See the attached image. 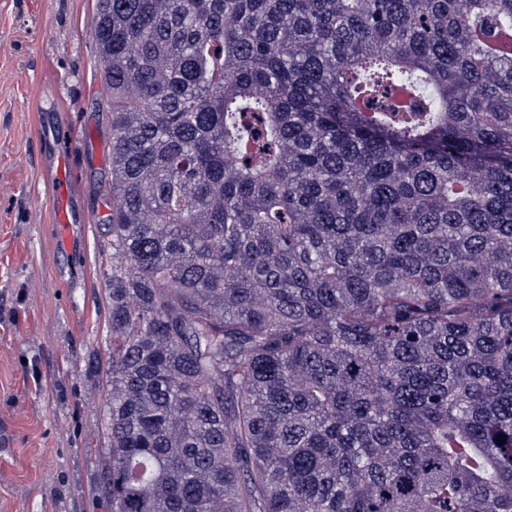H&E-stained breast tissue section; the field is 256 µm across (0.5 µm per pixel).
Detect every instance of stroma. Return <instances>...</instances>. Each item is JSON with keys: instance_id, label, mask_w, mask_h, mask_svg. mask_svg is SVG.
I'll list each match as a JSON object with an SVG mask.
<instances>
[{"instance_id": "stroma-1", "label": "stroma", "mask_w": 512, "mask_h": 512, "mask_svg": "<svg viewBox=\"0 0 512 512\" xmlns=\"http://www.w3.org/2000/svg\"><path fill=\"white\" fill-rule=\"evenodd\" d=\"M94 0H0V512H110L103 395L112 331L106 217L112 167ZM77 130L84 220L55 244L41 123Z\"/></svg>"}]
</instances>
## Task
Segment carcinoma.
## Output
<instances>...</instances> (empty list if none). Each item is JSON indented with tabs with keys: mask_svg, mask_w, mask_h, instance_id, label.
Returning <instances> with one entry per match:
<instances>
[{
	"mask_svg": "<svg viewBox=\"0 0 512 512\" xmlns=\"http://www.w3.org/2000/svg\"><path fill=\"white\" fill-rule=\"evenodd\" d=\"M95 16L112 512H512V0Z\"/></svg>",
	"mask_w": 512,
	"mask_h": 512,
	"instance_id": "cac0c4a2",
	"label": "carcinoma"
}]
</instances>
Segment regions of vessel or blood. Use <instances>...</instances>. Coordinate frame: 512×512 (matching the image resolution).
I'll use <instances>...</instances> for the list:
<instances>
[{"instance_id":"1","label":"vessel or blood","mask_w":512,"mask_h":512,"mask_svg":"<svg viewBox=\"0 0 512 512\" xmlns=\"http://www.w3.org/2000/svg\"><path fill=\"white\" fill-rule=\"evenodd\" d=\"M43 139L49 154L44 174L56 187L52 199V222L57 238L67 245L71 243L76 228L68 191L78 175L71 161L75 141L69 129L60 127L46 130Z\"/></svg>"}]
</instances>
